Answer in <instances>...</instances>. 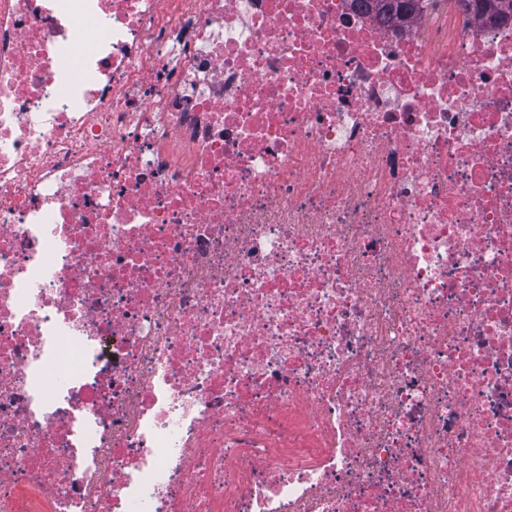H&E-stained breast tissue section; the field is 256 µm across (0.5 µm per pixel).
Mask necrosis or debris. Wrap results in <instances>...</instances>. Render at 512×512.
<instances>
[{
    "instance_id": "necrosis-or-debris-1",
    "label": "necrosis or debris",
    "mask_w": 512,
    "mask_h": 512,
    "mask_svg": "<svg viewBox=\"0 0 512 512\" xmlns=\"http://www.w3.org/2000/svg\"><path fill=\"white\" fill-rule=\"evenodd\" d=\"M0 512H512V18L0 0Z\"/></svg>"
}]
</instances>
